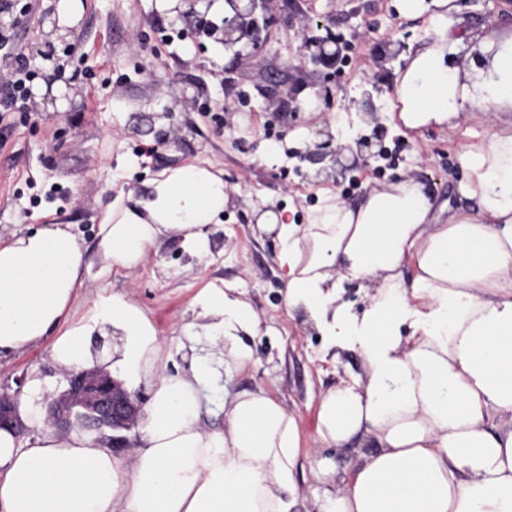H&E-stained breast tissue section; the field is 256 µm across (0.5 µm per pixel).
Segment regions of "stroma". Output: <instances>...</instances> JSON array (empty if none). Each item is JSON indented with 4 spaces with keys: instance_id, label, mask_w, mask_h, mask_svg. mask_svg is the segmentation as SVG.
I'll list each match as a JSON object with an SVG mask.
<instances>
[{
    "instance_id": "stroma-1",
    "label": "stroma",
    "mask_w": 512,
    "mask_h": 512,
    "mask_svg": "<svg viewBox=\"0 0 512 512\" xmlns=\"http://www.w3.org/2000/svg\"><path fill=\"white\" fill-rule=\"evenodd\" d=\"M82 19L68 38L72 50L62 63L69 77L68 104L57 110L49 99L26 98L0 122V240L55 224L79 238L87 267L71 319H80L98 293L124 296L141 307L172 357L169 370L188 367L195 356L211 354L202 337L195 297L207 284H229L252 304L261 320L258 334H242L256 362L241 370L219 367L205 422L224 425V401L262 385L297 418L300 454L315 448L316 404L337 381L362 375L357 350L325 344L304 315L283 301L284 278L273 234L259 225L267 210L293 208L297 223L321 205L324 196L355 201L380 183L402 177L421 181L432 198L437 223L467 207L460 193L465 176L458 156L512 126V112L496 123L465 119L455 130L394 128L383 112L361 110L365 94L381 102L392 91L398 69L419 45L417 21L399 15L394 0H275V23L267 34L266 72L236 61L233 51L208 36L190 32L160 14L156 0H83ZM10 14L16 24L12 45L0 58L23 55L31 82L43 78L35 55L54 11L53 0H20ZM455 16L475 31L454 61L481 57V39H495L512 27V0H455ZM329 20L351 44L349 60L331 89L332 106L306 109L321 75L293 72L301 112H274L264 91L270 76L283 73L299 54L300 14ZM402 42L397 59L377 60L379 46ZM232 87H225V78ZM358 110L357 136L383 147L384 156L344 171L333 157L309 158V150L332 131L333 113ZM153 113L155 135L136 132L137 116ZM279 152L262 162L269 145ZM185 165L221 172L224 214L209 227L214 248L204 263L171 237L151 248L133 269L105 267L98 257L99 226L112 203L132 206L167 169ZM39 373L47 388L64 387L50 357L49 343L0 357V393L13 392L17 377Z\"/></svg>"
}]
</instances>
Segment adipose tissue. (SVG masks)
<instances>
[{
  "label": "adipose tissue",
  "instance_id": "adipose-tissue-1",
  "mask_svg": "<svg viewBox=\"0 0 512 512\" xmlns=\"http://www.w3.org/2000/svg\"><path fill=\"white\" fill-rule=\"evenodd\" d=\"M397 0L420 21L422 45L394 80L390 121L455 129L467 113L512 112V32L487 42L482 65L452 66L464 36L454 0ZM461 192L475 212L432 223L422 183L407 177L350 204L326 198L308 223L272 214L284 302L304 311L327 344L358 350L362 380L321 393L306 482H299L295 417L265 387L235 395L224 426L203 421L209 362L169 372L166 341L145 312L99 294L77 321L70 311L85 262L77 237L41 228L0 245V353L51 342L59 372L105 369L146 388L135 445L117 457L97 433L60 432L35 413L39 377L19 402L36 434L0 429V512H512V132L459 157ZM222 177L195 165L160 173L136 208H112L99 255L130 269L163 238L205 260L208 224L224 209ZM413 266L405 278V266ZM371 289L361 313L339 303L342 280ZM202 329L237 367L240 343L260 329L251 304L212 285L197 296ZM120 343L96 355L94 335ZM350 448L346 465L323 456Z\"/></svg>",
  "mask_w": 512,
  "mask_h": 512
}]
</instances>
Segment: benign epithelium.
Wrapping results in <instances>:
<instances>
[{
	"instance_id": "1",
	"label": "benign epithelium",
	"mask_w": 512,
	"mask_h": 512,
	"mask_svg": "<svg viewBox=\"0 0 512 512\" xmlns=\"http://www.w3.org/2000/svg\"><path fill=\"white\" fill-rule=\"evenodd\" d=\"M216 0H172L167 13L176 19L194 26L195 30L215 38L224 48L231 49L242 40H247L250 51H235V56L257 70L266 69L263 31L273 24V0H224V16L216 24L208 16ZM312 19H300L298 34L302 36L298 64H288V70L302 71L307 65L321 66L328 70L324 74L322 95L329 99L331 89L328 82L342 70L347 62L345 51L348 44L326 32L324 36L310 34ZM316 27H324L317 22ZM268 107L275 112L288 110L292 106L294 89L287 80H275L267 89ZM65 389L52 395L46 409L44 423L61 431L75 427L93 430L101 434L109 448H130V439L122 432H130L139 425L142 401L126 391L122 383L98 370H76L64 374ZM18 394H0V427L8 426L22 435L29 426L18 413Z\"/></svg>"
}]
</instances>
